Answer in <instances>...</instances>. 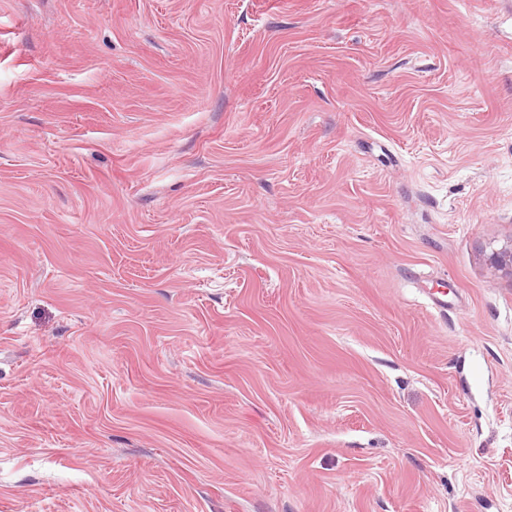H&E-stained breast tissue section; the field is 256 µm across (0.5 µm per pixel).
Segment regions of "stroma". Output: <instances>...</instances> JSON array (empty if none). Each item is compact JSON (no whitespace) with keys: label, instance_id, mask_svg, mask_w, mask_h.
Listing matches in <instances>:
<instances>
[{"label":"stroma","instance_id":"obj_1","mask_svg":"<svg viewBox=\"0 0 512 512\" xmlns=\"http://www.w3.org/2000/svg\"><path fill=\"white\" fill-rule=\"evenodd\" d=\"M510 241L512 0H0V512H512Z\"/></svg>","mask_w":512,"mask_h":512}]
</instances>
